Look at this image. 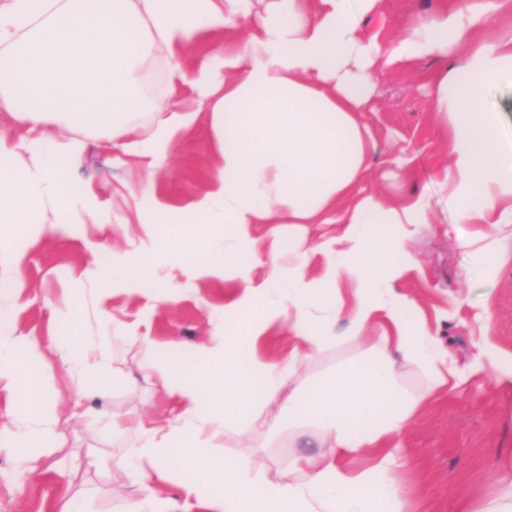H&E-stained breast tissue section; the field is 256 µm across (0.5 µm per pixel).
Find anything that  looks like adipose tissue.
I'll use <instances>...</instances> for the list:
<instances>
[{"label": "adipose tissue", "mask_w": 512, "mask_h": 512, "mask_svg": "<svg viewBox=\"0 0 512 512\" xmlns=\"http://www.w3.org/2000/svg\"><path fill=\"white\" fill-rule=\"evenodd\" d=\"M383 0H0V112L24 127L0 128V279L21 276L22 255L44 239L106 230L113 206L89 185L72 181L66 163L81 162L80 128L106 131L112 159L138 158L146 173L129 188L141 234L111 249L108 264L91 261L82 277L99 299L112 286L155 291L173 299L175 271L195 270L235 284L223 326L196 348L190 374L173 361L177 344L159 345L130 328L125 343L143 355L173 404L166 425L138 423L122 469L144 496L125 512H157L153 479L182 469L200 482L185 486L202 512H403L388 481L397 466L390 441L432 401L437 388L458 390L467 376L415 316V304L389 288L415 259L405 248L410 226L428 223L422 200L389 204L359 190L376 143L362 114L373 99L378 68L423 57L446 60L432 75L431 109L448 145L441 170L457 221L484 225L463 236L481 270L494 274L512 260V138L486 106L490 89L512 80V31L503 30L505 0H452L434 17L409 16L392 43L366 34L362 23L381 14ZM220 37L224 46L208 48ZM168 63V94L148 95L146 64ZM151 117L142 133L140 113ZM207 121L221 155L205 186L187 202H159L153 180L177 135ZM180 227L160 240L156 223ZM270 225L267 236L252 234ZM312 224L342 230L320 248L311 271L303 243ZM205 265H197L200 253ZM266 266L263 281L252 272ZM12 296L0 294V450L32 472L62 440V412L51 385L35 376L42 350L10 320ZM347 317L354 333L377 323L374 356L337 370L317 388L293 392L270 415L259 404L276 393L300 360L336 338ZM286 319L300 344L288 356L262 361L256 349L268 326ZM55 344L73 376L92 385L115 355L103 340L95 356L77 341L80 318L71 301L53 310ZM415 362L431 387L410 395L397 379ZM317 427L324 450L304 457L303 481H260L232 461L215 464L209 438L252 422ZM373 450L377 461L353 474L341 462Z\"/></svg>", "instance_id": "adipose-tissue-1"}]
</instances>
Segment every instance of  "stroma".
Wrapping results in <instances>:
<instances>
[{"mask_svg": "<svg viewBox=\"0 0 512 512\" xmlns=\"http://www.w3.org/2000/svg\"><path fill=\"white\" fill-rule=\"evenodd\" d=\"M443 4L444 0H384L382 20H366L365 26L389 40L401 32L407 11L429 16ZM440 67L439 60L423 58L405 70L387 68L377 73L372 110L364 115L376 148L361 188L394 204L422 199L430 221L419 225L406 243L418 265L394 287L415 300L418 320L442 340L455 364L468 370L482 336H489L504 354H512V261L487 278L476 272L473 257L457 244L455 212L439 171L448 147L428 109L426 81ZM79 136L87 144L79 178L91 181L104 198L112 199L118 214L129 215L121 189L139 170L138 161L131 158L125 165H113L104 131L83 130ZM219 163L206 127L196 128L179 138L164 162L154 182L157 197L174 203L185 200L203 188ZM141 230L138 224H116L103 234L92 229L84 238L43 241L23 256L20 280L0 281V292L17 297L12 320L19 333L45 349L39 373L63 403L73 404L83 393L71 379L66 358L53 345L50 303L75 299L80 340L91 351L98 347L105 312L127 325L149 329L160 343L175 342L186 351L207 340L220 324L217 313L228 286L211 277L186 280L166 303L148 290H114L102 307L91 297L77 298L81 274L93 258L92 242L105 237L119 240L124 233ZM462 293L469 302L456 305ZM485 302L490 305L486 332L473 318L477 305ZM336 334L337 341L300 363L295 382L313 387L344 366L368 360L378 331L372 328L367 337L354 338L341 323ZM140 364L137 348L119 345L114 373L96 381L101 404L115 419L131 423L141 416H166L165 396L159 386L142 377ZM133 437L130 431L109 432L96 414L87 411L69 423L65 443L43 457L41 475L20 473L12 458L0 453V512H47L66 493L75 498L80 512H124L128 503L142 496L141 485L117 466ZM396 442L405 463L388 478L403 492L404 512H456L463 497L475 510L500 493L494 475L512 461V386L498 383L489 369L469 372L459 392L440 391ZM211 446L217 460L234 461L252 478L286 473L297 456L320 452L313 433L283 430L271 435L251 427L217 436Z\"/></svg>", "mask_w": 512, "mask_h": 512, "instance_id": "stroma-1", "label": "stroma"}]
</instances>
